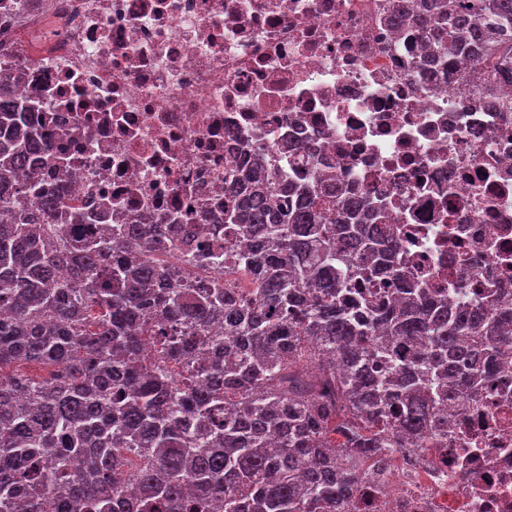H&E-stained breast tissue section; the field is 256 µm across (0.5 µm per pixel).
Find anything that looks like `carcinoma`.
<instances>
[{
    "label": "carcinoma",
    "instance_id": "carcinoma-1",
    "mask_svg": "<svg viewBox=\"0 0 512 512\" xmlns=\"http://www.w3.org/2000/svg\"><path fill=\"white\" fill-rule=\"evenodd\" d=\"M438 21L431 57H470L495 98L512 0H393L386 16ZM15 83L0 73V512H114L131 490L125 512H343L392 449L448 432V404L512 341L504 291L448 306L376 200H328L316 162L288 183L262 151L224 170L222 236L206 210L96 230L28 183L65 158ZM174 247L187 259L161 258ZM221 259L222 281L192 272Z\"/></svg>",
    "mask_w": 512,
    "mask_h": 512
}]
</instances>
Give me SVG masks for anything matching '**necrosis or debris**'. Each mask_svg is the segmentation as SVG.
<instances>
[{
    "mask_svg": "<svg viewBox=\"0 0 512 512\" xmlns=\"http://www.w3.org/2000/svg\"><path fill=\"white\" fill-rule=\"evenodd\" d=\"M387 0H0V70L71 132L67 168L32 178L100 224L224 211V170L264 149L321 151L339 185L370 194L403 232L402 258L473 305L468 257L512 290V112L478 98L471 61L428 62ZM373 512H512V346L448 433L396 449Z\"/></svg>",
    "mask_w": 512,
    "mask_h": 512,
    "instance_id": "necrosis-or-debris-1",
    "label": "necrosis or debris"
}]
</instances>
